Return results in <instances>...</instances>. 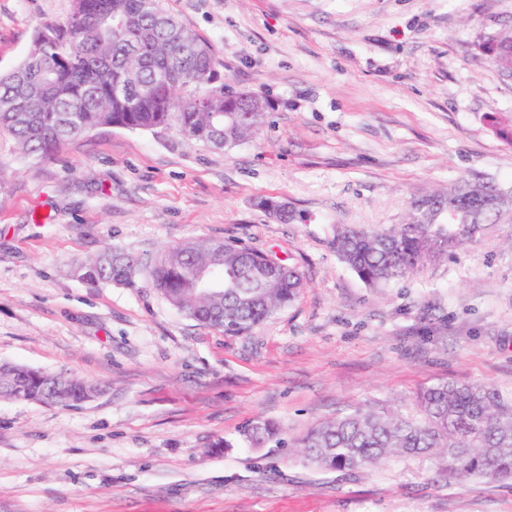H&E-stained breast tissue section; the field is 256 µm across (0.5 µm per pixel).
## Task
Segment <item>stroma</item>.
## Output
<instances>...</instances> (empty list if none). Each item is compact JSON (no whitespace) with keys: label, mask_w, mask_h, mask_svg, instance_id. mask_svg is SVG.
Wrapping results in <instances>:
<instances>
[{"label":"stroma","mask_w":512,"mask_h":512,"mask_svg":"<svg viewBox=\"0 0 512 512\" xmlns=\"http://www.w3.org/2000/svg\"><path fill=\"white\" fill-rule=\"evenodd\" d=\"M208 42L224 86L270 103L231 149L175 128L102 127L31 163L0 135V363L97 386L68 406L0 400V512H512V483L394 457L354 471L291 446L358 404L411 410L441 380L512 397V216L383 288L337 257L339 224L402 223L412 194L512 187V73L483 46L512 0H163ZM71 0H0V74ZM288 203L282 223L259 200ZM237 239L307 286L229 336L172 307L147 267L176 244ZM117 248L134 286L78 265ZM262 420L279 440L244 442Z\"/></svg>","instance_id":"obj_1"}]
</instances>
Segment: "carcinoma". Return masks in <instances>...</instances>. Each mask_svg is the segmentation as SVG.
Returning a JSON list of instances; mask_svg holds the SVG:
<instances>
[{"instance_id":"carcinoma-1","label":"carcinoma","mask_w":512,"mask_h":512,"mask_svg":"<svg viewBox=\"0 0 512 512\" xmlns=\"http://www.w3.org/2000/svg\"><path fill=\"white\" fill-rule=\"evenodd\" d=\"M63 23L46 22L23 62L0 75V134L37 162L103 126L150 130L174 125L216 148L254 138L267 113L224 111L231 92L212 84V47L168 13L162 0H72ZM492 59L512 71V29L495 38ZM484 195L500 208L462 224H495L512 211V188L490 178L462 181L414 197L407 221L384 228L336 226V253L369 286H385L426 262L430 241H448V225L416 203L446 205ZM139 260L109 248L82 266L91 281L134 286ZM154 288L196 321L243 334L292 303L299 270H271L267 255L234 241L202 239L168 249L149 270ZM97 387L13 363L0 364V399L62 404L90 399ZM416 413L358 406L315 424L297 442L308 462L355 470L391 457L446 460L450 478L512 479V399L479 384L438 382L417 393ZM279 429L257 421L244 433L261 445Z\"/></svg>"}]
</instances>
